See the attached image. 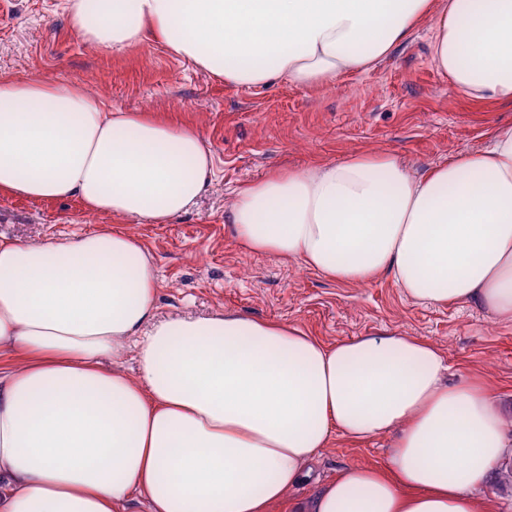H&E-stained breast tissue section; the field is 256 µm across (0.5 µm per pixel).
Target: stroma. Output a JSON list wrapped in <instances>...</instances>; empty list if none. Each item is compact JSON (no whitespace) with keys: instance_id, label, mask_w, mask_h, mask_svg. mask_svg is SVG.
Returning a JSON list of instances; mask_svg holds the SVG:
<instances>
[{"instance_id":"obj_1","label":"stroma","mask_w":512,"mask_h":512,"mask_svg":"<svg viewBox=\"0 0 512 512\" xmlns=\"http://www.w3.org/2000/svg\"><path fill=\"white\" fill-rule=\"evenodd\" d=\"M430 35L422 26L373 69L330 86H243L158 44L90 47L70 27L67 0H0V75L76 83L108 105L171 116L201 133L215 171L192 210L168 224H125L157 267L158 319L231 312L287 322L330 344L383 332L416 336L447 354L451 381L482 380L512 413V322L473 302L415 303L386 275L363 284L328 279L245 248L227 220L236 189L270 171L375 150L396 153L422 173L457 152L483 150L490 130L512 125V102L455 93L431 63ZM112 221L73 199L0 197V237L24 243L62 240ZM391 442L388 435L359 444L335 437L318 452L310 479L272 512L311 499L349 466L387 465Z\"/></svg>"}]
</instances>
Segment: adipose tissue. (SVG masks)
I'll use <instances>...</instances> for the list:
<instances>
[{"mask_svg": "<svg viewBox=\"0 0 512 512\" xmlns=\"http://www.w3.org/2000/svg\"><path fill=\"white\" fill-rule=\"evenodd\" d=\"M102 50L158 43L235 85L333 84L432 30L473 100L512 101V0H67ZM214 173L199 132L60 81L0 78V196L167 224ZM237 241L327 278L391 276L413 301L512 321V126L422 175L354 152L244 183ZM157 269L125 228L0 238V512H269L334 437L391 433L293 512H493L512 415L398 333L331 345L232 314L155 318ZM132 349L137 378L105 360Z\"/></svg>", "mask_w": 512, "mask_h": 512, "instance_id": "1", "label": "adipose tissue"}]
</instances>
